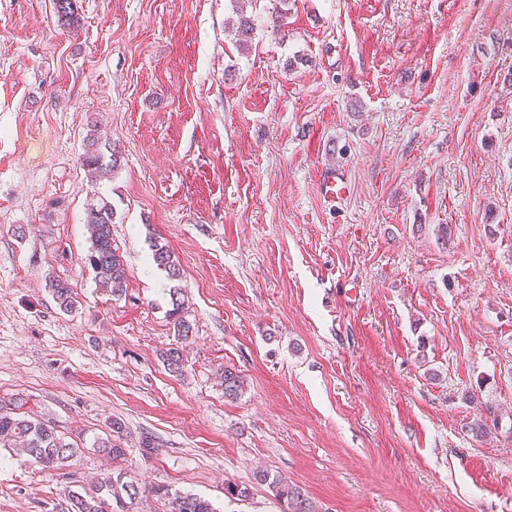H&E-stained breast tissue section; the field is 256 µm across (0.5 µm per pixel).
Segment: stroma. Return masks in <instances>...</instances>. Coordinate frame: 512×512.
I'll return each mask as SVG.
<instances>
[{
    "instance_id": "35a3bbf8",
    "label": "stroma",
    "mask_w": 512,
    "mask_h": 512,
    "mask_svg": "<svg viewBox=\"0 0 512 512\" xmlns=\"http://www.w3.org/2000/svg\"><path fill=\"white\" fill-rule=\"evenodd\" d=\"M77 5L71 33L51 0H0V401L86 447L64 478L0 448V512H66L115 416L142 486L218 512H281L265 486L225 498L258 468L326 512H512V0H252L246 52L231 0ZM94 124L121 154L97 180ZM99 196L119 297L86 260ZM321 186L324 198L331 200H338L349 191L347 179L343 173L337 171L326 173ZM154 265L167 272L172 280H178L181 276L179 266L172 259V253L166 245L154 244L152 249ZM47 285L59 310L69 312L75 307L74 291L68 282L53 276L48 277ZM181 289L174 288L170 292L171 308L167 312L169 323L173 325L174 335L178 339L188 340L194 335V327L187 318V309L185 308V300L181 299ZM219 379L225 399L237 400L244 393L246 388L245 380L235 368L224 367L219 374Z\"/></svg>"
}]
</instances>
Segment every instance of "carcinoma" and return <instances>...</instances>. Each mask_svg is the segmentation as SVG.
Wrapping results in <instances>:
<instances>
[{"instance_id":"cac0c4a2","label":"carcinoma","mask_w":512,"mask_h":512,"mask_svg":"<svg viewBox=\"0 0 512 512\" xmlns=\"http://www.w3.org/2000/svg\"><path fill=\"white\" fill-rule=\"evenodd\" d=\"M233 2L236 4L237 36L245 44L253 31V21L244 12V5L249 0ZM53 8L61 26L78 28L76 0H53ZM119 164L120 155L116 147L112 146V136L100 133L97 128L92 129L81 156L83 169L96 177ZM113 217L112 206L105 199L100 197L89 204L91 247L87 260L101 287L114 296H120L126 289L127 271L112 241ZM152 260L171 279L180 278V268L172 259L167 246L153 245ZM47 285L59 310L69 312L75 307L74 291L68 282L50 277ZM170 296V309L167 312L169 323L173 325L177 338L187 340L194 335V327L187 318L185 300L181 299V292L176 288L170 292ZM160 359L171 374L178 376L183 373L185 362L179 346L163 350ZM219 379L224 398L236 400L244 393L245 380L236 369L224 367ZM124 432L123 420L114 417L109 422L108 431L93 441V450L112 460V471L103 474L89 489L78 485L68 490L69 512H132L133 506L145 496L162 502L164 512H217L208 499L194 493L174 490L167 485H157L147 490L142 488L129 471L120 466L126 457ZM0 447L20 448L39 472L51 476L64 470L71 460L83 453V448L77 442L57 431L50 422L22 412L19 405L0 406ZM253 479L255 483L265 485L273 492L283 504L284 512H322L321 505L297 484L265 470L254 472Z\"/></svg>"}]
</instances>
